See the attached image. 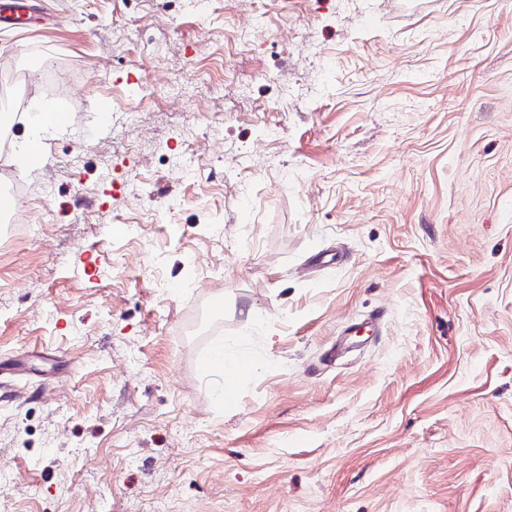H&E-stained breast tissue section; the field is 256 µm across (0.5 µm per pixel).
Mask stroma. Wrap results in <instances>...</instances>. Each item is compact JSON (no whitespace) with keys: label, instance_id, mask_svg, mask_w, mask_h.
Masks as SVG:
<instances>
[{"label":"stroma","instance_id":"1","mask_svg":"<svg viewBox=\"0 0 512 512\" xmlns=\"http://www.w3.org/2000/svg\"><path fill=\"white\" fill-rule=\"evenodd\" d=\"M32 7L0 512H512V0Z\"/></svg>","mask_w":512,"mask_h":512}]
</instances>
